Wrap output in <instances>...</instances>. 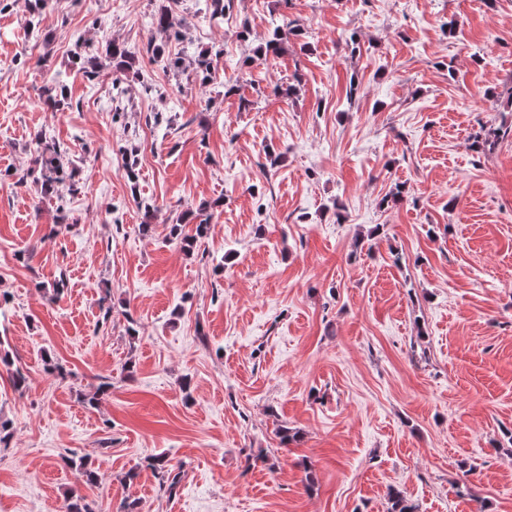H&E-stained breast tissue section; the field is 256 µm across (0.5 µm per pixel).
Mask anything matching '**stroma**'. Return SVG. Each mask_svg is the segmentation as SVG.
I'll use <instances>...</instances> for the list:
<instances>
[{
	"mask_svg": "<svg viewBox=\"0 0 512 512\" xmlns=\"http://www.w3.org/2000/svg\"><path fill=\"white\" fill-rule=\"evenodd\" d=\"M162 4L183 39L152 28ZM31 15L0 0V512H64L71 491L94 512H387L392 487L417 512H512V138L468 142L512 124V0H234L219 22L206 0H48L35 30ZM284 18L300 34L256 62ZM151 38L180 75L148 60ZM114 41L133 69L88 81L76 43ZM38 133L68 148L79 193H37ZM161 453L169 495L145 467ZM75 454L96 483L65 466ZM512 137V126L500 127L498 129L489 130L484 133V129L475 135L469 137V148L478 153H484L486 151H493L497 146L498 142L505 137Z\"/></svg>",
	"mask_w": 512,
	"mask_h": 512,
	"instance_id": "1",
	"label": "stroma"
}]
</instances>
